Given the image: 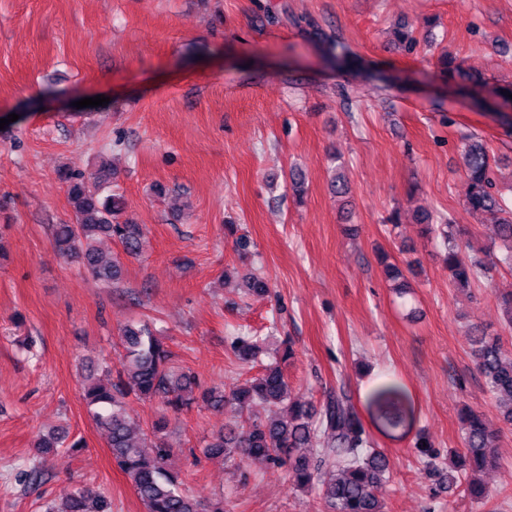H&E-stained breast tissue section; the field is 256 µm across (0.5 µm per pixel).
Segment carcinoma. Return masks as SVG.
I'll return each instance as SVG.
<instances>
[{
  "instance_id": "1",
  "label": "carcinoma",
  "mask_w": 512,
  "mask_h": 512,
  "mask_svg": "<svg viewBox=\"0 0 512 512\" xmlns=\"http://www.w3.org/2000/svg\"><path fill=\"white\" fill-rule=\"evenodd\" d=\"M315 35L326 63L338 70L352 69L358 64V54L351 44L321 29ZM464 167L469 181L467 206L494 219L485 258L464 262L460 258L462 241L456 225L435 224L427 212L420 218L426 229L440 239L449 285L461 290L489 280L498 268L512 269V205L507 204L497 188L491 156L481 141L473 138L466 144ZM61 178L67 186L74 221L53 225L55 247L62 257L80 262L92 277L110 288L121 278V264L104 254L98 241L115 237L126 253L136 255L142 251L143 228L123 218L122 195L102 196L111 178L109 170L102 168L90 178L64 170ZM331 187L338 197L349 194L343 167L335 169ZM499 301L503 307L501 327L503 332L512 334V292L500 296ZM120 340L125 354L115 380L104 383L87 379L83 397L91 420L106 437L112 459L127 477L145 512H224V502L195 497L179 475L168 469L167 461L177 452L162 439L168 418L154 424L156 443L150 450L145 448L125 407L124 399L131 394L144 399L158 398L175 414L199 401L213 408L226 403L233 405L246 419L229 424L212 436L206 445L208 455L286 464L297 487H319L325 512H384L389 461L373 447L345 388H340L320 409L309 402H290L288 380L275 363L227 395L211 390L195 396L194 375L175 370L170 351L151 326L127 324L121 330ZM473 344L475 370L488 393L507 405L502 420L511 426L512 357L505 355L499 334L478 329ZM233 347L238 358L246 363L256 360L260 349L257 337L242 332L234 337ZM65 441L66 431L62 428L42 436L38 447L44 457L29 468L30 480L41 478L46 455L64 447ZM497 441L498 435L487 427L483 415L466 410L461 416L462 447L456 453L469 461V467L457 475H448V489L462 484L470 499L484 500L488 492L479 475L496 464ZM47 512H112V507L101 491L79 485L64 490Z\"/></svg>"
}]
</instances>
